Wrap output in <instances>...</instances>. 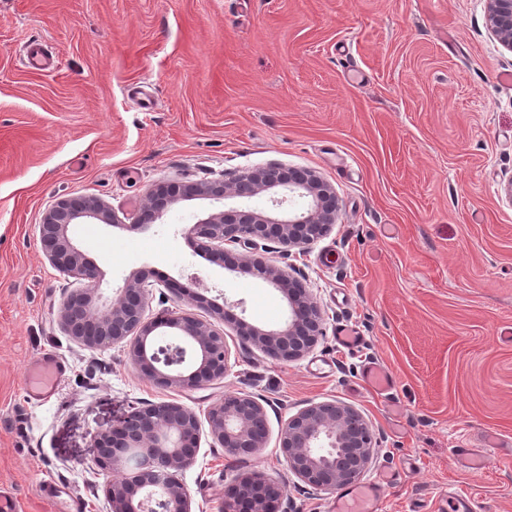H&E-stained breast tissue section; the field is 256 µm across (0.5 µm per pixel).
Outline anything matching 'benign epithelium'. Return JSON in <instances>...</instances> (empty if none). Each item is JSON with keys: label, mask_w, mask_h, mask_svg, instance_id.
Returning <instances> with one entry per match:
<instances>
[{"label": "benign epithelium", "mask_w": 512, "mask_h": 512, "mask_svg": "<svg viewBox=\"0 0 512 512\" xmlns=\"http://www.w3.org/2000/svg\"><path fill=\"white\" fill-rule=\"evenodd\" d=\"M487 20L502 44L512 49V0H486ZM264 192L272 193L271 209L235 202ZM209 199L222 208L199 219L190 234L199 245L224 259L223 245L243 243L255 248L260 241L290 248L309 244L336 223L338 208L333 187L308 170L283 166L256 168L236 179L198 187L163 185L151 196L136 227L159 220L165 210L182 200ZM118 224L120 220L94 198H61L39 224V240L47 260L58 270L84 282L64 302L60 320L77 341L107 347L130 340L133 364L157 385L178 389L199 387L224 378L228 369L224 333L206 319L181 315L145 320L146 274L127 280L117 298L98 306L91 283L97 270L73 239L76 224ZM254 276L274 285L287 299L288 318L278 329H266L235 319L240 336L283 360L299 358L321 335L322 316L306 290L286 272L259 262L244 261ZM166 327L179 343L169 354L155 347L152 333ZM212 438L236 454H251L266 440V413L253 398L226 395L207 413ZM201 422L190 408L164 401L135 410L98 433L96 465L122 478L108 484L112 512H193L190 495L177 473L200 447ZM280 447L289 468L306 484L334 489L358 477L370 462L373 448L367 425L354 409L335 402L314 403L290 417L281 430ZM135 452L137 475L124 471ZM282 492L259 472L237 478L224 495V512H278Z\"/></svg>", "instance_id": "1"}]
</instances>
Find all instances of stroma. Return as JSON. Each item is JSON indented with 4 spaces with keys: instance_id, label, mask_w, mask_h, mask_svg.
<instances>
[{
    "instance_id": "1",
    "label": "stroma",
    "mask_w": 512,
    "mask_h": 512,
    "mask_svg": "<svg viewBox=\"0 0 512 512\" xmlns=\"http://www.w3.org/2000/svg\"><path fill=\"white\" fill-rule=\"evenodd\" d=\"M38 41L55 66L24 69ZM512 50L485 0H0V494L15 512H111L94 437L137 408L175 401L206 417L225 395L265 409L263 448L235 455L202 432L178 473L194 512H222L224 491L259 471L283 491L279 512H334V491L300 481L279 447L288 418L335 401L367 422L383 484L374 512H512ZM149 85L153 111L128 93ZM271 165L315 171L340 209L304 248L255 249L298 278L323 333L301 358L270 356L214 310L280 326L270 283L228 269L189 233L211 208L180 202L133 223L163 184H205ZM95 197L120 224H78L105 300L149 275L147 319L195 315L223 331L224 378L161 388L128 342L90 348L63 328L79 288L39 242L63 197ZM354 326L357 352L336 346ZM60 357L55 397L28 399V364ZM380 364L385 393L362 380ZM480 448L478 469L457 446Z\"/></svg>"
}]
</instances>
